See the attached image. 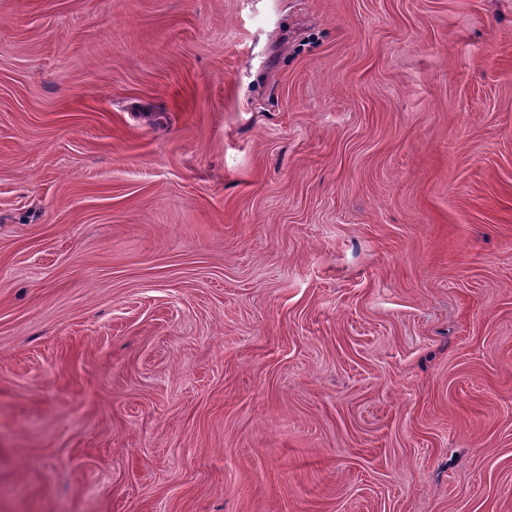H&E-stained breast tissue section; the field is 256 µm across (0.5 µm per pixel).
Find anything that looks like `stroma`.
<instances>
[{
	"mask_svg": "<svg viewBox=\"0 0 512 512\" xmlns=\"http://www.w3.org/2000/svg\"><path fill=\"white\" fill-rule=\"evenodd\" d=\"M0 512H512V0H0Z\"/></svg>",
	"mask_w": 512,
	"mask_h": 512,
	"instance_id": "1",
	"label": "stroma"
}]
</instances>
